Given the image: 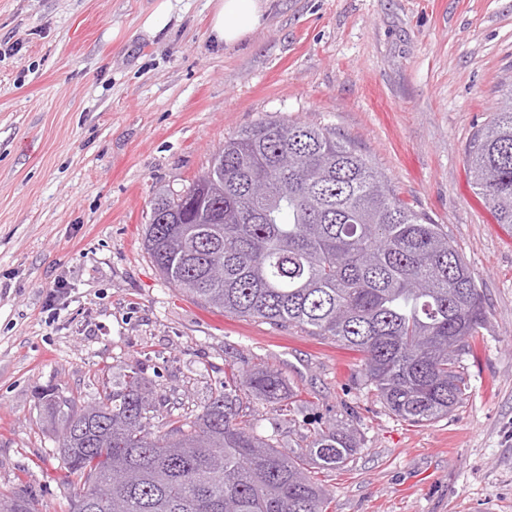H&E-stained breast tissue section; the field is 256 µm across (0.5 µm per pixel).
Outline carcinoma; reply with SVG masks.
<instances>
[{
  "instance_id": "carcinoma-1",
  "label": "carcinoma",
  "mask_w": 512,
  "mask_h": 512,
  "mask_svg": "<svg viewBox=\"0 0 512 512\" xmlns=\"http://www.w3.org/2000/svg\"><path fill=\"white\" fill-rule=\"evenodd\" d=\"M466 166L474 194L512 233V89L472 134ZM256 178L268 194L249 191ZM187 190L186 200L158 190L150 211L165 222L145 228L171 286L359 352L365 388L412 425L461 407L462 358L489 322L484 290L448 232L353 144L319 125L261 119L225 140ZM297 397L263 365L224 373L192 417L156 420L135 367L92 404L48 394L65 478L82 485L71 512H326L312 470L348 467L359 432L337 420L285 447L258 431L259 408ZM0 512H37L35 498L0 493Z\"/></svg>"
}]
</instances>
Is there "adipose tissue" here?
<instances>
[{"instance_id":"adipose-tissue-1","label":"adipose tissue","mask_w":512,"mask_h":512,"mask_svg":"<svg viewBox=\"0 0 512 512\" xmlns=\"http://www.w3.org/2000/svg\"><path fill=\"white\" fill-rule=\"evenodd\" d=\"M209 35L214 44L231 46L253 33L263 22L264 0H209Z\"/></svg>"}]
</instances>
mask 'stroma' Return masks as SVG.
Returning a JSON list of instances; mask_svg holds the SVG:
<instances>
[{
    "instance_id": "obj_1",
    "label": "stroma",
    "mask_w": 512,
    "mask_h": 512,
    "mask_svg": "<svg viewBox=\"0 0 512 512\" xmlns=\"http://www.w3.org/2000/svg\"><path fill=\"white\" fill-rule=\"evenodd\" d=\"M0 0V492L70 512L43 396L95 401L140 366L200 412L230 362L278 369L306 404L288 428L354 408L362 447L322 472L328 512H512V235L475 197L466 149L512 86V0H270L247 39L214 47L209 0ZM351 141L401 199L444 225L487 294L470 393L414 426L364 389L360 357L177 290L144 246L156 187L180 191L258 119ZM65 282L70 298L49 306ZM155 8L148 15L144 22V29L150 33L159 34L163 32L170 23V2L171 0H157Z\"/></svg>"
}]
</instances>
